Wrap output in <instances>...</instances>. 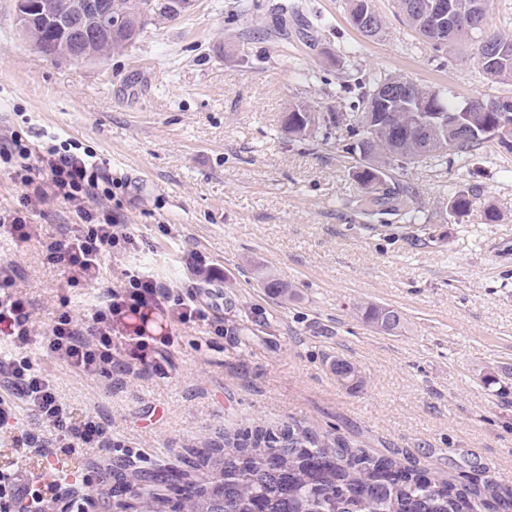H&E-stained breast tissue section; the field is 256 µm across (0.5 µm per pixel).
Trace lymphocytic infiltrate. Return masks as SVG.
Masks as SVG:
<instances>
[{
	"mask_svg": "<svg viewBox=\"0 0 512 512\" xmlns=\"http://www.w3.org/2000/svg\"><path fill=\"white\" fill-rule=\"evenodd\" d=\"M0 165L22 188L12 205L0 208V236L30 240L37 229L35 218L47 217L51 205L65 206L74 224L41 237L42 255L48 265L59 268L67 286L97 282L104 258L129 253L135 245L127 225L112 208V170L94 152L77 143L35 146L19 132L0 134ZM18 268L0 258V342L7 352L0 357V431L17 429L25 448H115L112 434L91 413L75 416L61 396L51 375L32 361V347L59 360L84 376L119 369L125 374H166L170 336L126 334L124 319L145 309H157L181 325L206 327L220 336L224 322L199 304L194 293L158 282L156 276L138 267L125 269L120 285L99 290L84 322L67 313L55 316L45 335L33 332L34 311L18 289ZM33 411L38 432L24 429L19 405ZM61 485L52 482L40 488L21 484L16 471H0V501L16 512H44L47 503L61 500Z\"/></svg>",
	"mask_w": 512,
	"mask_h": 512,
	"instance_id": "obj_1",
	"label": "lymphocytic infiltrate"
}]
</instances>
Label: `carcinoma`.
Instances as JSON below:
<instances>
[{
	"label": "carcinoma",
	"instance_id": "1",
	"mask_svg": "<svg viewBox=\"0 0 512 512\" xmlns=\"http://www.w3.org/2000/svg\"><path fill=\"white\" fill-rule=\"evenodd\" d=\"M478 2V24L468 28L433 29L415 8L417 0H393L395 13L433 50L453 55L460 45L471 46L481 74L498 84H512V36L489 28L491 0H448V11L461 16L471 13ZM117 29L110 37H97L92 43L103 48L105 59L134 47L147 25L174 22L171 0H110ZM351 26L366 38L385 33V20L373 8L372 0H349ZM30 46L48 57L61 56L67 42L80 50L72 38L55 24L36 18ZM400 81L408 82L410 107L397 108L385 90ZM432 112L453 116L464 101L442 90L417 84L401 75L385 74L372 79L362 103L352 112H320L312 104H297L283 116L282 130L304 139L317 128L324 129L322 140L344 131L349 142L342 151L355 162L356 178L369 189L362 206L371 208L388 203L392 190L386 168L391 162L403 165L423 160H441L448 155L460 159L484 143L483 127L496 120V111L487 108L491 100L469 99L464 127L456 133L443 128L436 144L426 147V138L416 130L418 103ZM473 205L466 189L448 198V215L463 217ZM257 282L274 295L287 300L297 292L257 270ZM364 322L392 335L403 324L398 310L384 305L356 307ZM339 385L350 390L365 385V376L353 364L336 359L330 363ZM181 469H134L121 465L112 470L117 486L114 493L127 494L144 504L149 512L187 509V512H512V486L493 481L489 470L478 465L473 470L484 480H447L411 468L390 451L371 454L337 431L318 432L302 421L293 420L276 428L257 425L205 448H189Z\"/></svg>",
	"mask_w": 512,
	"mask_h": 512
}]
</instances>
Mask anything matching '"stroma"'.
<instances>
[{"mask_svg": "<svg viewBox=\"0 0 512 512\" xmlns=\"http://www.w3.org/2000/svg\"><path fill=\"white\" fill-rule=\"evenodd\" d=\"M16 4L0 0V132L32 116L127 184L121 213L140 250L106 260L102 286L119 285L131 263L164 284L198 286L197 257L224 272L200 300L237 329L232 342L156 312L131 317V329L176 336L164 379L81 376L34 351L76 411L99 413L142 468H176L218 433L294 418L372 453H409L432 472L474 462L512 485V150L489 141L462 163L391 170L418 191L423 219L410 224L360 208L367 189L340 144L281 129L297 102L350 109L376 73L464 97H512V85L486 81L470 49L437 55L392 0H373L387 22L374 41L351 26L348 0H193L177 23L148 26L129 52L97 62L35 52L15 26ZM459 186L473 206L456 220L446 204ZM0 255L19 267L37 331L62 312L83 317L94 289L66 287L37 241L0 237ZM256 267L297 299L268 293ZM358 303L398 309L403 329L378 332ZM337 357L365 374L361 391L337 384ZM487 370L507 383L484 388ZM55 462L75 496L93 488L85 512H116L106 450ZM50 464L0 434V469L17 465L46 484Z\"/></svg>", "mask_w": 512, "mask_h": 512, "instance_id": "35a3bbf8", "label": "stroma"}]
</instances>
